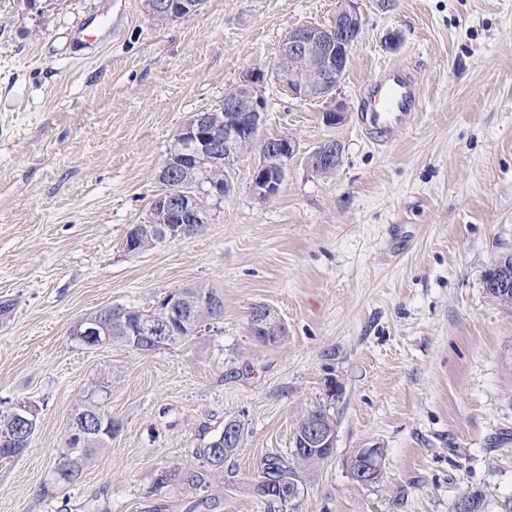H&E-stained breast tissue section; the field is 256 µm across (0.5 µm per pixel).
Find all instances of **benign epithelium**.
<instances>
[{
    "mask_svg": "<svg viewBox=\"0 0 512 512\" xmlns=\"http://www.w3.org/2000/svg\"><path fill=\"white\" fill-rule=\"evenodd\" d=\"M361 33V18L353 6L336 11L332 23L326 27L301 26L294 29L282 46L280 60L270 69L253 67L240 78L232 92L224 95V140L214 138L209 132L208 113L196 112L180 129L178 139L181 148L192 156H208L223 151L234 152L240 142L248 140L259 144V162L253 173V188L263 197L277 194L288 171V164L296 153L295 142L288 137L276 141H257L258 131L265 118V102L261 95L263 85L273 79L294 88L298 98L320 95L333 97L343 78L350 51ZM315 66L321 73L322 83L312 90L302 81L303 63ZM342 158L341 148L330 143L321 145L310 157V164L317 169ZM171 208L194 211L197 198L187 190L177 189L166 194ZM183 235L181 224H138L131 231L132 240L161 242ZM253 332L272 337L280 329V323L271 311L262 306L255 311ZM77 336L88 347L108 343V331L97 318L87 316L77 325ZM171 339L169 332L160 331L155 322H140L135 341L145 345H159ZM18 430L13 442H29L36 427V413L28 406H19L14 415ZM305 440L313 450L334 447L336 433L319 423H311L305 431ZM383 454L377 447L362 448L351 459V477L359 484L368 481L373 469L382 467Z\"/></svg>",
    "mask_w": 512,
    "mask_h": 512,
    "instance_id": "7a95c632",
    "label": "benign epithelium"
}]
</instances>
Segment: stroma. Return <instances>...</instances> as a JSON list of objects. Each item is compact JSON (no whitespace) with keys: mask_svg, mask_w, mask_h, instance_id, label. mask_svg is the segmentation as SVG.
Listing matches in <instances>:
<instances>
[{"mask_svg":"<svg viewBox=\"0 0 512 512\" xmlns=\"http://www.w3.org/2000/svg\"><path fill=\"white\" fill-rule=\"evenodd\" d=\"M362 20L327 125L323 99L262 89L260 138L298 153L278 193L253 189L239 156L209 221L137 253L174 135L218 107L252 66L272 67L288 32L330 23L341 0H204L151 20L143 0H0V415L37 413L23 454L0 460V512H450L475 490L512 500V312L483 276L512 254V0H352ZM117 17L111 35L90 44ZM414 71L422 108L388 147L361 132L366 81ZM333 140L331 173L310 165ZM212 288L224 312L154 351L90 349L75 325L112 306L152 310L176 288ZM262 304L285 326L249 331ZM338 393H331L330 385ZM118 425L80 478L59 470L76 407ZM325 408L333 454L287 508L254 490L289 455L302 415ZM244 425L223 474L198 448ZM380 447V478L348 459ZM169 470L179 478L155 482Z\"/></svg>","mask_w":512,"mask_h":512,"instance_id":"stroma-1","label":"stroma"}]
</instances>
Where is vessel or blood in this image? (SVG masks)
<instances>
[{
    "label": "vessel or blood",
    "instance_id": "vessel-or-blood-1",
    "mask_svg": "<svg viewBox=\"0 0 512 512\" xmlns=\"http://www.w3.org/2000/svg\"><path fill=\"white\" fill-rule=\"evenodd\" d=\"M421 105V88L410 69H380L367 85V104L359 116L361 129L371 141L387 144L407 127Z\"/></svg>",
    "mask_w": 512,
    "mask_h": 512
}]
</instances>
